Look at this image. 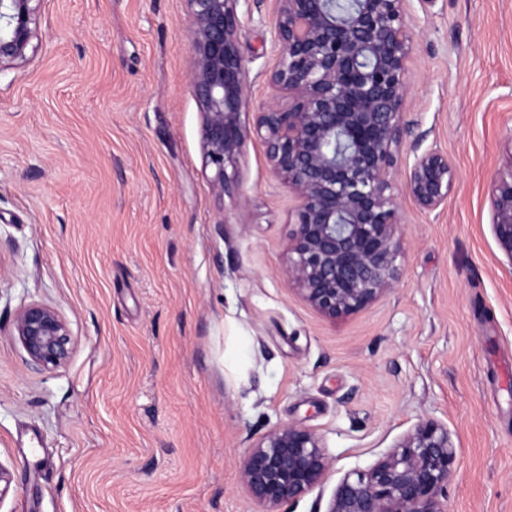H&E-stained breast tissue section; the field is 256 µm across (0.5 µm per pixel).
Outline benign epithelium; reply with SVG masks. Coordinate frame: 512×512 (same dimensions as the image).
<instances>
[{"instance_id": "obj_1", "label": "benign epithelium", "mask_w": 512, "mask_h": 512, "mask_svg": "<svg viewBox=\"0 0 512 512\" xmlns=\"http://www.w3.org/2000/svg\"><path fill=\"white\" fill-rule=\"evenodd\" d=\"M35 0H0V68L26 58L38 21ZM193 45L192 90L200 106L202 152L220 194L236 187L247 129V71L241 51V0H186ZM277 55L266 77L288 96L255 107L272 174L298 199L288 243V283L322 315L358 313L389 292L403 251L393 171L409 123L407 63L415 44L408 0H275ZM493 177L491 227L512 265V138ZM403 191L424 211L447 199L453 179L436 145L412 147ZM27 361L52 371L70 360L75 340L54 307H20L14 323ZM331 465L321 438L298 424L276 427L245 454L239 479L262 512L312 490ZM457 454L448 428L420 421L367 469L346 473L327 512H448Z\"/></svg>"}]
</instances>
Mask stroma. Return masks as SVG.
Returning a JSON list of instances; mask_svg holds the SVG:
<instances>
[{
  "mask_svg": "<svg viewBox=\"0 0 512 512\" xmlns=\"http://www.w3.org/2000/svg\"><path fill=\"white\" fill-rule=\"evenodd\" d=\"M250 104L275 98L274 0H241ZM402 153L437 143L444 206L394 190L400 278L331 320L285 277L296 195L250 133L219 196L201 150L186 0H40L0 69V512H260L248 448L298 423L331 460L283 512H327L340 479L418 422L458 454L448 512H512V264L490 224L512 139V0L413 7ZM76 346L32 369L21 304Z\"/></svg>",
  "mask_w": 512,
  "mask_h": 512,
  "instance_id": "1",
  "label": "stroma"
}]
</instances>
